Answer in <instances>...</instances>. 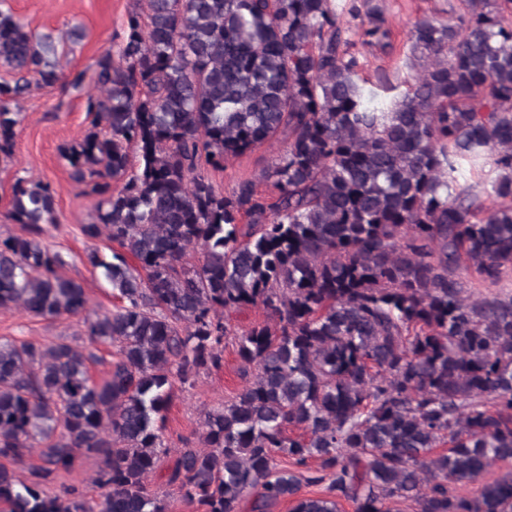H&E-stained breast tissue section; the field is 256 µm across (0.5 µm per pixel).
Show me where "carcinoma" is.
<instances>
[{
  "instance_id": "obj_1",
  "label": "carcinoma",
  "mask_w": 512,
  "mask_h": 512,
  "mask_svg": "<svg viewBox=\"0 0 512 512\" xmlns=\"http://www.w3.org/2000/svg\"><path fill=\"white\" fill-rule=\"evenodd\" d=\"M0 0V160L14 155L32 85L84 88L56 43ZM117 50L95 62L90 130L61 148L98 197L88 239L120 305L88 343L0 339V512H168L150 478L167 456L171 378L222 364L246 306L268 321L237 336L252 377L208 412L201 448L167 483L202 512H512V294L474 297L512 274V0H464L454 23L412 31L421 71L387 99L359 79L336 0H146ZM364 44L389 38L370 0ZM282 138L261 178L228 193L208 170ZM484 156L490 189L466 165ZM120 186L112 188V181ZM0 239V308L79 316L83 286L43 241L54 192L17 181ZM199 246L202 262L188 267ZM115 348L108 376L98 346ZM301 431L290 436L286 431ZM39 452L23 481L6 463ZM99 459L95 502L60 478ZM288 457L282 467L278 456ZM323 486L300 497L301 484Z\"/></svg>"
}]
</instances>
